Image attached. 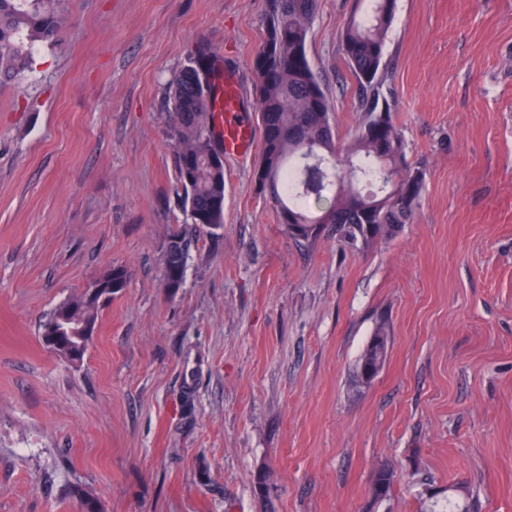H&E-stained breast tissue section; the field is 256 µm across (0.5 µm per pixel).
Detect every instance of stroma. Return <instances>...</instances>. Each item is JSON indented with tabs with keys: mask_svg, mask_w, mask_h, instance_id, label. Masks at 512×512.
Masks as SVG:
<instances>
[{
	"mask_svg": "<svg viewBox=\"0 0 512 512\" xmlns=\"http://www.w3.org/2000/svg\"><path fill=\"white\" fill-rule=\"evenodd\" d=\"M351 6L320 0L308 42L344 138ZM266 8L67 0L59 40L0 85V512H80L79 488L102 512H429L460 483L512 512V0H397L387 84L425 183L414 222L364 252L332 225L296 242L251 158L224 164L221 228L179 206L169 79L202 48L256 108ZM115 266L83 362L43 346L49 313ZM382 322L386 362L360 382ZM188 247V241L183 233L174 232L171 235L165 253L163 282L165 288L172 293L183 285Z\"/></svg>",
	"mask_w": 512,
	"mask_h": 512,
	"instance_id": "obj_1",
	"label": "stroma"
}]
</instances>
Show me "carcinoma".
Wrapping results in <instances>:
<instances>
[{
    "label": "carcinoma",
    "mask_w": 512,
    "mask_h": 512,
    "mask_svg": "<svg viewBox=\"0 0 512 512\" xmlns=\"http://www.w3.org/2000/svg\"><path fill=\"white\" fill-rule=\"evenodd\" d=\"M319 0H268L264 43L255 59L262 148L254 169L260 193L279 223L334 224L337 242L366 251L414 222L424 187L421 167L407 161L403 135L392 115L386 87L385 49L397 0H353L340 35L343 57L357 81L361 117L349 139L336 137L333 100L308 54ZM66 0H0V83L31 69L35 48L57 41ZM210 87L190 64L169 80L168 106L174 164L183 211L194 224H224V165L213 132ZM366 224L374 225L372 236ZM188 241L175 232L168 242L164 287H182ZM104 289L85 291L58 305L41 325L40 339L70 362L81 361L100 304L126 287L127 273L114 267L99 277ZM389 329L380 323L364 350L358 376L382 369ZM393 473L376 472L372 499L386 498Z\"/></svg>",
    "instance_id": "obj_1"
}]
</instances>
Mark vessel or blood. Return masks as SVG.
Segmentation results:
<instances>
[{"label": "vessel or blood", "instance_id": "vessel-or-blood-1", "mask_svg": "<svg viewBox=\"0 0 512 512\" xmlns=\"http://www.w3.org/2000/svg\"><path fill=\"white\" fill-rule=\"evenodd\" d=\"M214 131L228 159L248 157L255 147V131L235 78L221 68H214L210 87Z\"/></svg>", "mask_w": 512, "mask_h": 512}]
</instances>
